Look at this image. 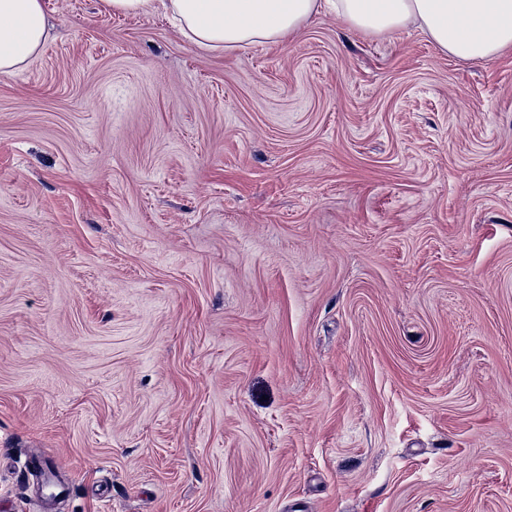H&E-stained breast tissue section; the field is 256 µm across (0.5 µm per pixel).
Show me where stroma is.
I'll return each instance as SVG.
<instances>
[{"label": "stroma", "instance_id": "obj_1", "mask_svg": "<svg viewBox=\"0 0 512 512\" xmlns=\"http://www.w3.org/2000/svg\"><path fill=\"white\" fill-rule=\"evenodd\" d=\"M43 2L0 75V512L34 455L55 512H512V51Z\"/></svg>", "mask_w": 512, "mask_h": 512}]
</instances>
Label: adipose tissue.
Segmentation results:
<instances>
[{
    "instance_id": "ef3b65f1",
    "label": "adipose tissue",
    "mask_w": 512,
    "mask_h": 512,
    "mask_svg": "<svg viewBox=\"0 0 512 512\" xmlns=\"http://www.w3.org/2000/svg\"><path fill=\"white\" fill-rule=\"evenodd\" d=\"M116 14L164 11L196 47L212 51L279 43L320 11L386 35L414 26L448 54L482 60L512 50V0H102ZM47 39L42 0H0V74L26 65Z\"/></svg>"
}]
</instances>
